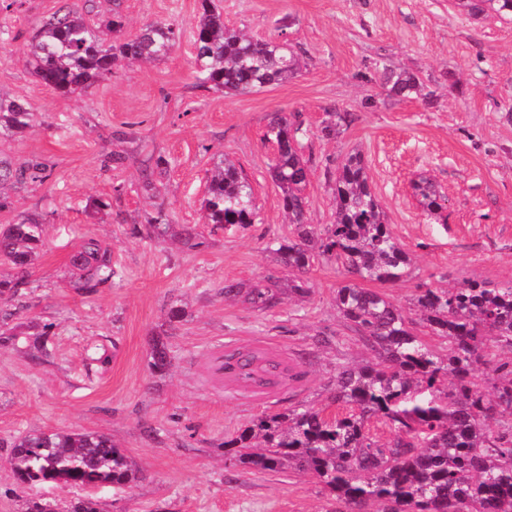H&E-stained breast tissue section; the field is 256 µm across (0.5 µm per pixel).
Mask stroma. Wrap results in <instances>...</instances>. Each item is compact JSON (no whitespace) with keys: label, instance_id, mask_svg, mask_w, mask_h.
Here are the masks:
<instances>
[{"label":"stroma","instance_id":"stroma-1","mask_svg":"<svg viewBox=\"0 0 512 512\" xmlns=\"http://www.w3.org/2000/svg\"><path fill=\"white\" fill-rule=\"evenodd\" d=\"M225 23L256 39L287 43L305 62L282 83L230 95L202 86L191 32L202 0H120L124 26L113 41L153 22L182 32L167 57L129 63L82 91L61 93L33 72L28 44L56 12L85 11L86 0H16L0 9V80L34 114L31 127L0 135V155L39 163L49 177L8 188L0 226L36 218L45 244L12 324H51L48 355L25 340L0 346V512H21L43 487L15 483L11 445L33 430L85 429L112 437L140 471L121 490L99 489L102 512H333L334 495L315 478L252 473L226 462L224 442L253 419L304 403L324 405L336 368L371 358L337 312L348 274L315 263L312 292L284 296L259 311L225 299V282L251 284L280 274L272 239L292 224L270 175L274 157L262 134L275 113H301L313 132L316 164L307 218L335 217L337 165L361 152L371 188L411 266L380 285L407 317L422 285L462 280L512 282V20L473 17L455 0H215ZM417 75L432 100L389 96L376 69ZM353 120L336 137L318 135L330 112ZM127 155L112 166V152ZM253 188L259 218L244 229L203 221L207 177L223 158ZM153 166L156 194L143 188ZM430 178L447 196L444 217L423 212L412 183ZM173 224L197 225V251L170 239L135 236L155 202ZM110 240L120 274L94 293L70 288L69 258L83 239ZM185 319L170 338L166 375L152 374V337L172 300ZM326 344H316V337ZM112 362L88 374L90 347ZM263 345L299 358L304 376L264 395L224 380L225 351Z\"/></svg>","mask_w":512,"mask_h":512}]
</instances>
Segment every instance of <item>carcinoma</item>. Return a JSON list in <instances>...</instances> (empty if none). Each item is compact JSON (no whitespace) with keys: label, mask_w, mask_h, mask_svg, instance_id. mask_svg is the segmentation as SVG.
Masks as SVG:
<instances>
[{"label":"carcinoma","mask_w":512,"mask_h":512,"mask_svg":"<svg viewBox=\"0 0 512 512\" xmlns=\"http://www.w3.org/2000/svg\"><path fill=\"white\" fill-rule=\"evenodd\" d=\"M478 17L493 14L512 20V0H457ZM123 27L113 11L106 24L96 13L55 14L29 44L36 76L63 93H74L105 78L122 61L139 62L167 56L181 39L171 25L152 23L114 46L109 33ZM201 82L226 94L288 79L299 55L285 52L274 40L253 39L224 24L220 12L206 3L192 30ZM389 94L407 97L420 91L419 79L382 67ZM33 122L20 102L0 96V133H17ZM351 122L349 112H329L319 133L331 138ZM277 152L271 175L281 191L283 210L293 236L274 243L282 278L267 275L245 287L224 285V298H239L261 311L281 303L286 293L307 296L305 275L319 260L332 262L352 276L372 282L404 277L411 260L392 235L385 213L369 185L359 153L336 168L332 192L335 220L319 226L306 218L305 190L314 166L308 130L298 116L275 113L263 134ZM49 177L41 164L16 165L0 157V210L8 205L3 190L28 180ZM428 215L445 209L446 197L426 177L413 184ZM205 220L217 228L247 226L257 218L253 189L234 164L223 161L211 172L204 200ZM148 233L175 236L187 250L205 244L195 228L175 229L163 207L147 219ZM45 225L23 219L0 228V302L22 297L29 288ZM71 287L85 293L112 284V245L102 239L84 241L72 257ZM336 309L358 332L372 360L360 367L336 366L333 393L320 408L305 404L262 415L224 442L228 460L254 473L297 470L317 479L335 494L334 512H512V284L490 286L467 279L455 288L419 289L415 296L418 324L442 339L432 349L414 331L402 309L386 294L347 282L336 290ZM185 312L173 302L154 334L149 368L157 375L172 366L170 330ZM484 367L493 372V394L474 382ZM228 380L253 391L296 378L293 369L257 350L224 353ZM9 465L21 483L50 482L61 487L92 484L123 488L139 471L104 433L89 430L32 431L12 446ZM23 512H100L91 498L63 504L31 499Z\"/></svg>","instance_id":"cac0c4a2"}]
</instances>
